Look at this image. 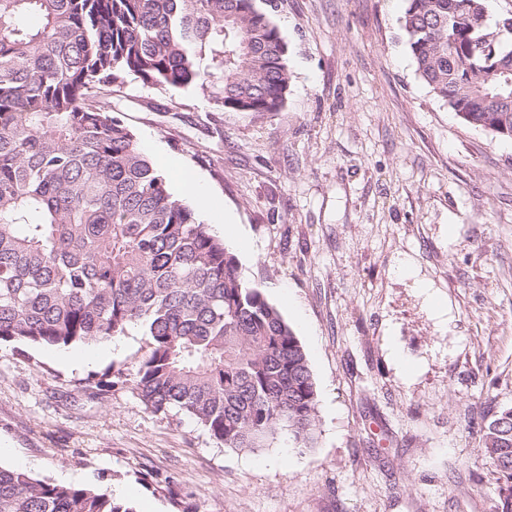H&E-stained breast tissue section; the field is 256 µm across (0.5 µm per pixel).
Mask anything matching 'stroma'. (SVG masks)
<instances>
[{"label": "stroma", "mask_w": 512, "mask_h": 512, "mask_svg": "<svg viewBox=\"0 0 512 512\" xmlns=\"http://www.w3.org/2000/svg\"><path fill=\"white\" fill-rule=\"evenodd\" d=\"M276 3L279 111L225 112L135 77L114 104L140 148L206 183L199 220L301 341L313 447L283 430L235 450L146 410L134 326L79 366L63 357L81 343H0V466L77 474L134 512H494L479 428L512 405V140L465 125L420 77L405 0Z\"/></svg>", "instance_id": "1"}]
</instances>
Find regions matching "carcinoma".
I'll list each match as a JSON object with an SVG mask.
<instances>
[{"label": "carcinoma", "instance_id": "1", "mask_svg": "<svg viewBox=\"0 0 512 512\" xmlns=\"http://www.w3.org/2000/svg\"><path fill=\"white\" fill-rule=\"evenodd\" d=\"M417 71L462 121L512 139V17L486 0H406ZM288 47L256 0H0V341L68 346L143 329L135 390L226 448L288 430L312 447L307 354L224 241L173 195L113 95L134 76L198 86L226 112H277ZM512 512V406L483 427ZM0 512H133L0 467Z\"/></svg>", "mask_w": 512, "mask_h": 512}]
</instances>
